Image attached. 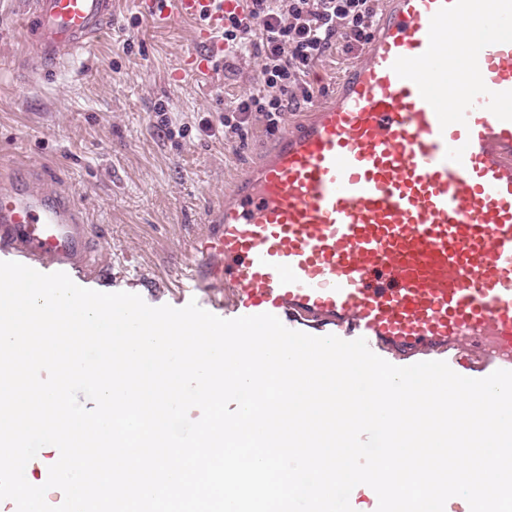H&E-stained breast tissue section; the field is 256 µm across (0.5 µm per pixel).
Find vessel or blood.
<instances>
[{"instance_id": "vessel-or-blood-1", "label": "vessel or blood", "mask_w": 512, "mask_h": 512, "mask_svg": "<svg viewBox=\"0 0 512 512\" xmlns=\"http://www.w3.org/2000/svg\"><path fill=\"white\" fill-rule=\"evenodd\" d=\"M143 0L159 25L210 31L240 0ZM35 67L88 53L112 0H29ZM480 27L482 45L449 27ZM512 0H385L335 99L286 128L205 217L183 271L218 310L290 314L415 363L467 342L512 370ZM83 211L36 175L0 183V252L85 278L101 268Z\"/></svg>"}]
</instances>
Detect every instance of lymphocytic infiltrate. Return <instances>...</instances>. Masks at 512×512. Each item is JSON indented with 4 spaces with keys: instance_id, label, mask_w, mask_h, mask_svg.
Wrapping results in <instances>:
<instances>
[{
    "instance_id": "1",
    "label": "lymphocytic infiltrate",
    "mask_w": 512,
    "mask_h": 512,
    "mask_svg": "<svg viewBox=\"0 0 512 512\" xmlns=\"http://www.w3.org/2000/svg\"><path fill=\"white\" fill-rule=\"evenodd\" d=\"M376 16V0H247L224 16V54L256 51L262 59L254 86L228 107L222 123L236 131L251 114L269 125L297 101H310L307 78L334 42L351 49L365 42Z\"/></svg>"
}]
</instances>
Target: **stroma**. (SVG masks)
Wrapping results in <instances>:
<instances>
[{"label": "stroma", "instance_id": "35a3bbf8", "mask_svg": "<svg viewBox=\"0 0 512 512\" xmlns=\"http://www.w3.org/2000/svg\"><path fill=\"white\" fill-rule=\"evenodd\" d=\"M26 8V0H0V174L41 168L84 211L102 267L94 290L136 293L153 307L206 306L205 293L178 282L191 240L213 200L309 105L291 106L275 127L255 114L224 133V107L257 80L260 57H219L208 75L181 74L197 47L196 21L156 27L140 0H113L112 27L93 53L32 68ZM363 59V47L334 44L309 76L314 102L329 100ZM205 120L213 131L202 129Z\"/></svg>", "mask_w": 512, "mask_h": 512}]
</instances>
